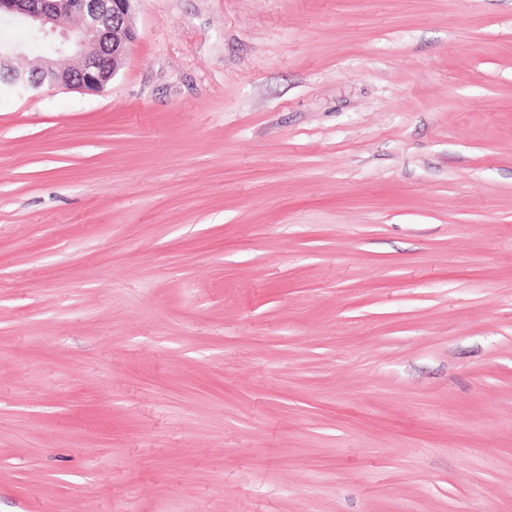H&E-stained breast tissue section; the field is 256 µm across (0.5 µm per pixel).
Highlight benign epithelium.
<instances>
[{
    "label": "benign epithelium",
    "mask_w": 512,
    "mask_h": 512,
    "mask_svg": "<svg viewBox=\"0 0 512 512\" xmlns=\"http://www.w3.org/2000/svg\"><path fill=\"white\" fill-rule=\"evenodd\" d=\"M135 0H0V17L22 19L37 37L56 33L66 16L70 29L60 33L56 52L75 55L74 68L63 71L54 60L41 58L26 69L13 65L18 48L0 47V86L36 89L43 85L100 92L127 58L135 41L132 6Z\"/></svg>",
    "instance_id": "7a95c632"
}]
</instances>
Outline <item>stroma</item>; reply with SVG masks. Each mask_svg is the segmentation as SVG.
Here are the masks:
<instances>
[{
	"mask_svg": "<svg viewBox=\"0 0 512 512\" xmlns=\"http://www.w3.org/2000/svg\"><path fill=\"white\" fill-rule=\"evenodd\" d=\"M0 90V512H512V0H135ZM0 0V17L22 19L37 37L56 33L60 18L71 21L61 32L56 52L75 55L73 69L63 71L51 58H40L26 69H18L13 60L22 55L18 48L0 47V89H36L43 85L103 91L127 58L135 41L132 6L135 0ZM112 17V25L103 20Z\"/></svg>",
	"mask_w": 512,
	"mask_h": 512,
	"instance_id": "35a3bbf8",
	"label": "stroma"
}]
</instances>
